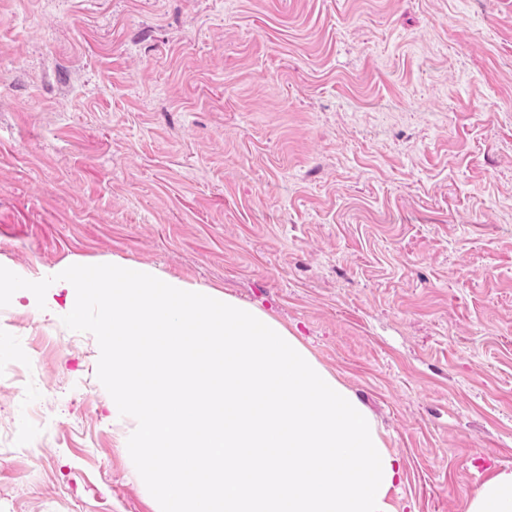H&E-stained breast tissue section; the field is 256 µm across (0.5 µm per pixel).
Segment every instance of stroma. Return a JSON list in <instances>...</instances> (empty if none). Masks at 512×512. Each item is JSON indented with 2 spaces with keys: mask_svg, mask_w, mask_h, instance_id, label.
<instances>
[{
  "mask_svg": "<svg viewBox=\"0 0 512 512\" xmlns=\"http://www.w3.org/2000/svg\"><path fill=\"white\" fill-rule=\"evenodd\" d=\"M255 306L374 415L398 512L512 469V0H0V266ZM95 336L0 307V512H156Z\"/></svg>",
  "mask_w": 512,
  "mask_h": 512,
  "instance_id": "obj_1",
  "label": "stroma"
}]
</instances>
